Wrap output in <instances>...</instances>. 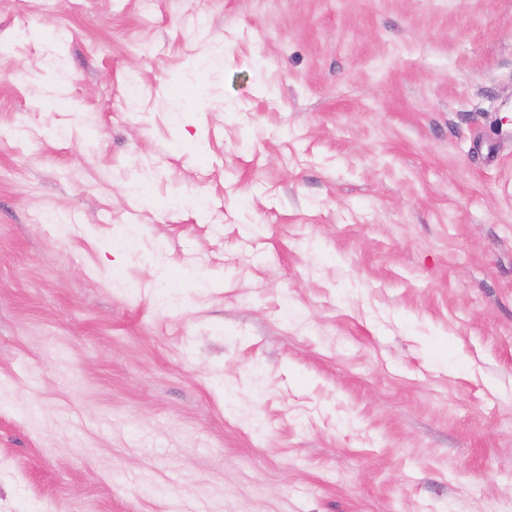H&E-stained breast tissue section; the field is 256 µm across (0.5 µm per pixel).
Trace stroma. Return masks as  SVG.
I'll return each instance as SVG.
<instances>
[{
	"label": "stroma",
	"mask_w": 512,
	"mask_h": 512,
	"mask_svg": "<svg viewBox=\"0 0 512 512\" xmlns=\"http://www.w3.org/2000/svg\"><path fill=\"white\" fill-rule=\"evenodd\" d=\"M0 512H512V0H0Z\"/></svg>",
	"instance_id": "35a3bbf8"
}]
</instances>
